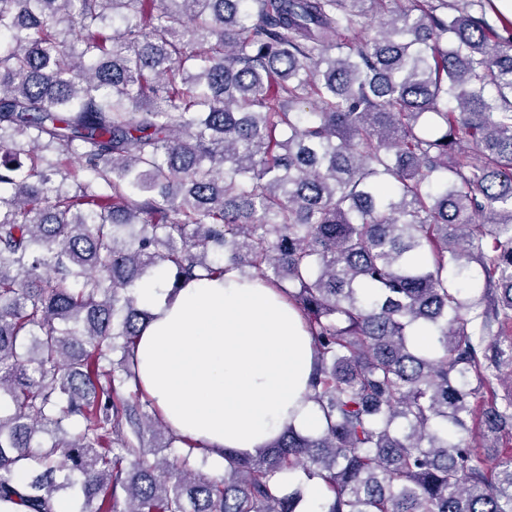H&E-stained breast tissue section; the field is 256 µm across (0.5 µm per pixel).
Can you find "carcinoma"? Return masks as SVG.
<instances>
[{
	"label": "carcinoma",
	"mask_w": 512,
	"mask_h": 512,
	"mask_svg": "<svg viewBox=\"0 0 512 512\" xmlns=\"http://www.w3.org/2000/svg\"><path fill=\"white\" fill-rule=\"evenodd\" d=\"M147 2L0 0V499L298 512L301 471L321 512H512V13ZM160 266L286 295L324 428L203 473L136 373ZM325 490L321 480L315 478L309 481L304 491V500L300 512H318L324 502Z\"/></svg>",
	"instance_id": "carcinoma-1"
}]
</instances>
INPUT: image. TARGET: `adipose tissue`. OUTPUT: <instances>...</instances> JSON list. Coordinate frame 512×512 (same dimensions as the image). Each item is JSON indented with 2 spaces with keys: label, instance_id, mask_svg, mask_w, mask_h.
<instances>
[{
  "label": "adipose tissue",
  "instance_id": "ef3b65f1",
  "mask_svg": "<svg viewBox=\"0 0 512 512\" xmlns=\"http://www.w3.org/2000/svg\"><path fill=\"white\" fill-rule=\"evenodd\" d=\"M135 292L152 315L135 348L140 383L212 459L254 454L288 425L321 428L308 399L312 339L275 289L233 271L173 289L160 268Z\"/></svg>",
  "mask_w": 512,
  "mask_h": 512
}]
</instances>
